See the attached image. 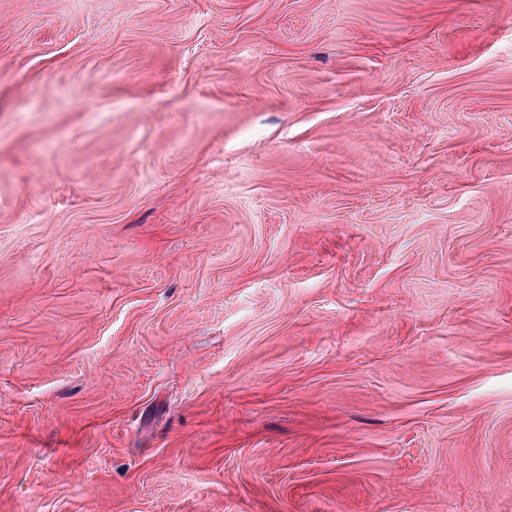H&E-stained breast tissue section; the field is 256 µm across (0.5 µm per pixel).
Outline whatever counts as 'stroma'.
Wrapping results in <instances>:
<instances>
[{
  "instance_id": "obj_1",
  "label": "stroma",
  "mask_w": 512,
  "mask_h": 512,
  "mask_svg": "<svg viewBox=\"0 0 512 512\" xmlns=\"http://www.w3.org/2000/svg\"><path fill=\"white\" fill-rule=\"evenodd\" d=\"M0 512H512V0H0Z\"/></svg>"
}]
</instances>
